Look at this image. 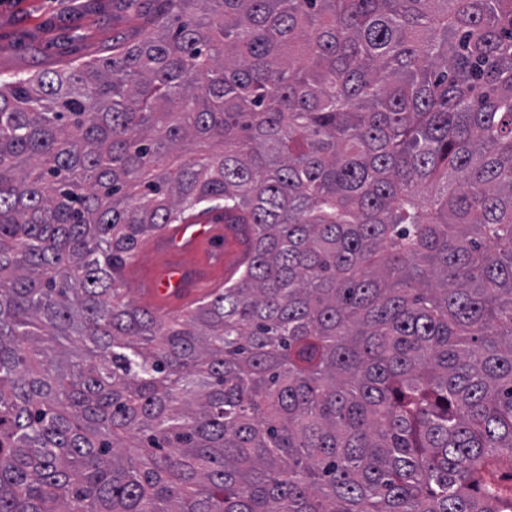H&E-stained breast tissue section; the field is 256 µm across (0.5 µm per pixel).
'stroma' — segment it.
Listing matches in <instances>:
<instances>
[{"mask_svg": "<svg viewBox=\"0 0 512 512\" xmlns=\"http://www.w3.org/2000/svg\"><path fill=\"white\" fill-rule=\"evenodd\" d=\"M136 24L118 0H0V75L98 58Z\"/></svg>", "mask_w": 512, "mask_h": 512, "instance_id": "stroma-1", "label": "stroma"}]
</instances>
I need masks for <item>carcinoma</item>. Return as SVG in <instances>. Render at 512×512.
<instances>
[{
	"mask_svg": "<svg viewBox=\"0 0 512 512\" xmlns=\"http://www.w3.org/2000/svg\"><path fill=\"white\" fill-rule=\"evenodd\" d=\"M158 2L0 77V512H512V0ZM191 217H212L204 219H191L181 224L169 227L165 233H157L147 237L140 245L135 256L126 264L123 270L122 282L124 287L128 288V296L136 303L151 308L156 314L167 317L183 313L185 309L164 311L155 307H161L167 304L178 306H187L191 304L199 295L215 291L223 287L222 278H216L212 275L213 269L224 268V250L222 245L217 243L224 238L234 240V233L230 226L223 225V221L217 215L218 213L201 212L200 209L189 212ZM210 213V214H208ZM164 233L163 241L157 243L154 240ZM151 240V241H148ZM148 241V242H147ZM147 242V243H146ZM146 243V244H145ZM163 251L166 255L167 268L157 278H143L135 270L132 282L129 279V270L132 265H137L143 270L151 273H161L163 271L162 259L144 250ZM196 249L202 253V261L199 265L184 263L180 259L182 252ZM139 287V288H138ZM146 288L142 299L139 290ZM199 297V298H200ZM198 298V299H199Z\"/></svg>",
	"mask_w": 512,
	"mask_h": 512,
	"instance_id": "1",
	"label": "carcinoma"
}]
</instances>
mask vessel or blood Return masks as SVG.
Returning a JSON list of instances; mask_svg holds the SVG:
<instances>
[{
	"label": "vessel or blood",
	"mask_w": 512,
	"mask_h": 512,
	"mask_svg": "<svg viewBox=\"0 0 512 512\" xmlns=\"http://www.w3.org/2000/svg\"><path fill=\"white\" fill-rule=\"evenodd\" d=\"M230 226L210 218L191 219L169 227L162 241H148L146 250L163 251L167 268L157 277L134 275V286L142 288V299L155 307L167 304L186 306L199 295L222 287L213 275L224 266L222 240L233 239Z\"/></svg>",
	"instance_id": "1"
}]
</instances>
